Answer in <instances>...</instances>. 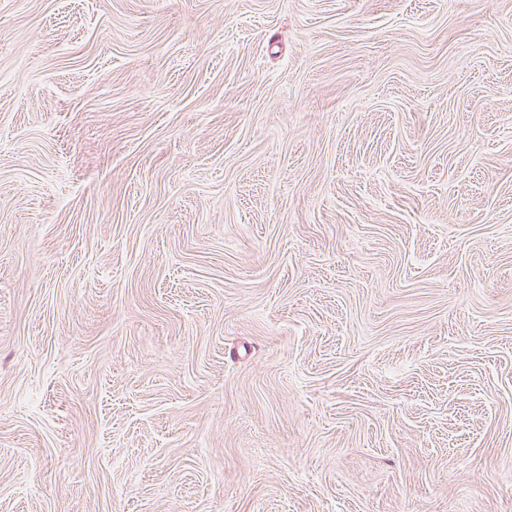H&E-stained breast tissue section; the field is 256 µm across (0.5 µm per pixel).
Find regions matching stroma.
I'll return each mask as SVG.
<instances>
[{
    "instance_id": "stroma-1",
    "label": "stroma",
    "mask_w": 512,
    "mask_h": 512,
    "mask_svg": "<svg viewBox=\"0 0 512 512\" xmlns=\"http://www.w3.org/2000/svg\"><path fill=\"white\" fill-rule=\"evenodd\" d=\"M0 512H512V0H0Z\"/></svg>"
}]
</instances>
